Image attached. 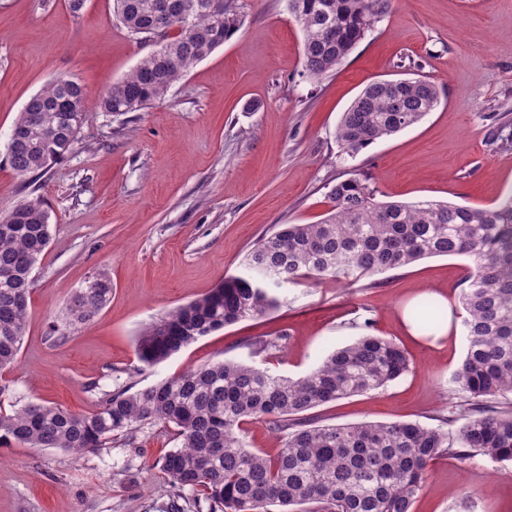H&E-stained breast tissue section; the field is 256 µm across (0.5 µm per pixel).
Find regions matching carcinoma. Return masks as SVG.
Returning a JSON list of instances; mask_svg holds the SVG:
<instances>
[{
  "instance_id": "1",
  "label": "carcinoma",
  "mask_w": 512,
  "mask_h": 512,
  "mask_svg": "<svg viewBox=\"0 0 512 512\" xmlns=\"http://www.w3.org/2000/svg\"><path fill=\"white\" fill-rule=\"evenodd\" d=\"M112 0L115 19L141 40L158 29L161 42L136 68L108 85L100 111L141 112L164 99L195 64L235 35L238 0ZM392 0H288L300 27L307 73L335 72L384 17ZM440 105L437 84L403 78L367 85L342 113L340 151L356 156L374 142L419 123ZM74 79L49 82L13 124L9 162L21 177L46 173L75 141L88 112ZM332 206L317 224H282L204 296L167 312L137 340V356L153 367L210 333L280 306L271 287L284 283L359 280L434 256H466L473 269L460 295L467 348L454 380L467 393L462 425L412 422L319 424L300 414L386 386L410 370L396 342L365 335L330 353L303 377L274 375L225 359L133 391L104 394L96 410L76 415L54 405L0 411V447L59 448L74 455L104 448L145 423L174 427L180 446L158 461L172 491V512L184 490L195 512H413L430 463L445 454L512 462V411L490 402L512 393V194L491 209L441 201L376 200L359 178L337 183ZM49 213L38 202L15 206L0 222V369L12 367L26 335L36 263L51 239ZM112 297L105 272L67 300V326L90 321ZM412 318L428 334L444 314L430 299ZM264 418L282 434L273 457L250 448L244 425Z\"/></svg>"
}]
</instances>
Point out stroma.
I'll list each match as a JSON object with an SVG mask.
<instances>
[{"mask_svg":"<svg viewBox=\"0 0 512 512\" xmlns=\"http://www.w3.org/2000/svg\"><path fill=\"white\" fill-rule=\"evenodd\" d=\"M240 30L196 64L166 98L140 112L91 110L64 160L26 186L7 144L29 98L77 78L90 97L145 56L112 15V0H0V219L40 200L53 233L33 279L16 366L0 372L5 405L41 402L76 414L103 395L142 389L200 365L235 359L299 377L365 334L398 342L411 370L387 386L310 410L325 424L448 423L463 393L457 332L412 335L402 323L423 298L458 308L472 265L440 256L369 280L279 288V309L224 327L152 368L136 356L141 331L238 273L254 241L278 224H314L336 183L357 177L381 201L494 207L512 194V0H393L337 72L313 78L287 0H239ZM435 82L441 104L421 122L341 155L337 124L378 80ZM112 299L69 336L71 292L97 272ZM284 336L282 350L248 341ZM174 431L141 425L81 455L0 447V512H171L155 462ZM413 512H512V462L447 454L430 466Z\"/></svg>","mask_w":512,"mask_h":512,"instance_id":"1","label":"stroma"}]
</instances>
